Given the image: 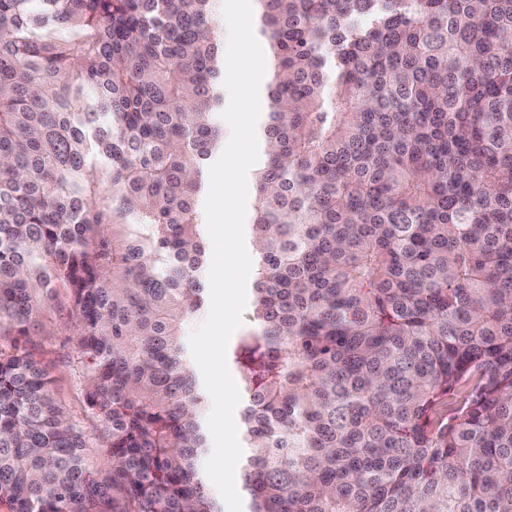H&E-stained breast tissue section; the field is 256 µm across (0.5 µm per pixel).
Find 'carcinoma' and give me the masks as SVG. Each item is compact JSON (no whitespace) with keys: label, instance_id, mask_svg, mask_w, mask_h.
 <instances>
[{"label":"carcinoma","instance_id":"obj_1","mask_svg":"<svg viewBox=\"0 0 512 512\" xmlns=\"http://www.w3.org/2000/svg\"><path fill=\"white\" fill-rule=\"evenodd\" d=\"M253 2L248 512H512V0ZM218 7L0 0V512H224L184 340ZM55 302L76 413L28 347Z\"/></svg>","mask_w":512,"mask_h":512}]
</instances>
